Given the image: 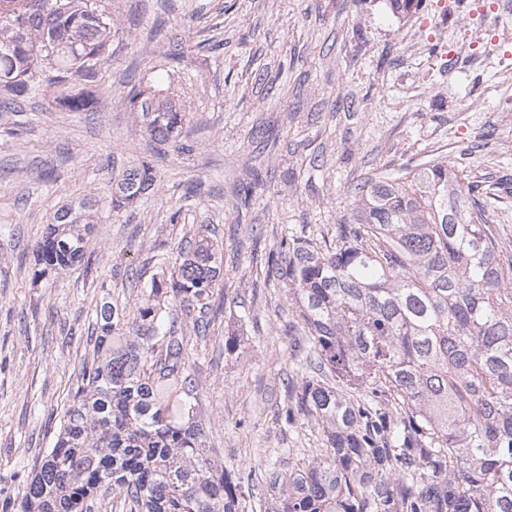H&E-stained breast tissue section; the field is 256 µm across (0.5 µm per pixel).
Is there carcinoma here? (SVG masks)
<instances>
[{
    "instance_id": "1",
    "label": "carcinoma",
    "mask_w": 512,
    "mask_h": 512,
    "mask_svg": "<svg viewBox=\"0 0 512 512\" xmlns=\"http://www.w3.org/2000/svg\"><path fill=\"white\" fill-rule=\"evenodd\" d=\"M398 19L412 0H386ZM104 0H0V93L26 96L42 75L53 103L93 104L110 58ZM151 139L181 151V89L159 77L129 95ZM156 183L126 170L112 208ZM448 159L382 173L354 189L334 244L302 230L269 253L265 280L297 313L288 335L302 373L283 419L319 430L325 450L273 467L274 512H512V245L470 201ZM90 202L65 204L33 248L32 280L82 265ZM224 243L199 226L159 258L134 312L101 299L88 353L53 446L0 487V512H249L239 477L215 460L198 424L200 381L178 309L207 335Z\"/></svg>"
}]
</instances>
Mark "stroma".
Returning a JSON list of instances; mask_svg holds the SVG:
<instances>
[{
	"label": "stroma",
	"instance_id": "35a3bbf8",
	"mask_svg": "<svg viewBox=\"0 0 512 512\" xmlns=\"http://www.w3.org/2000/svg\"><path fill=\"white\" fill-rule=\"evenodd\" d=\"M111 58L92 110L70 112L40 92L0 111V477L52 443L75 383L101 293L130 308L131 276L198 225L224 241V302L196 347L207 447L243 474L241 494L273 506L277 450L325 445L308 425L285 426L281 408L297 375L287 293L265 283L267 255L285 224L332 232L349 217L355 184L400 164L448 157L487 193V214L512 243V82L499 54L441 66L420 18L401 21L385 0H109ZM181 52L190 107L181 154L151 141L131 111L134 83ZM476 100L479 111L459 107ZM267 129L275 145L252 143ZM149 162L157 182L133 207L110 205L112 182ZM263 181L253 205L237 190ZM197 196L185 198L188 183ZM93 204L82 268L33 283L30 257L62 205Z\"/></svg>",
	"mask_w": 512,
	"mask_h": 512
}]
</instances>
